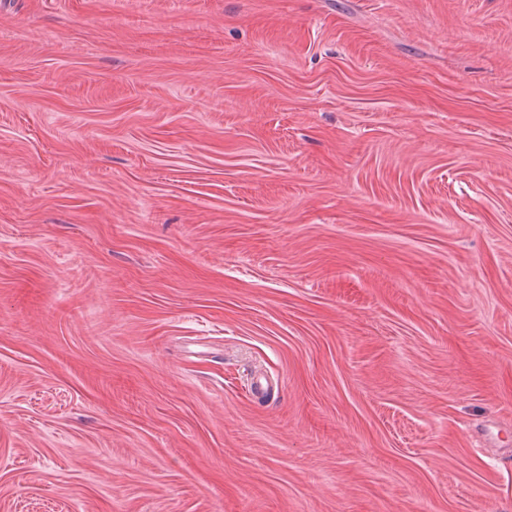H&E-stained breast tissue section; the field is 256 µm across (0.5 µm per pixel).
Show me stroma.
Masks as SVG:
<instances>
[{
	"label": "stroma",
	"instance_id": "35a3bbf8",
	"mask_svg": "<svg viewBox=\"0 0 512 512\" xmlns=\"http://www.w3.org/2000/svg\"><path fill=\"white\" fill-rule=\"evenodd\" d=\"M0 512H512V0H0Z\"/></svg>",
	"mask_w": 512,
	"mask_h": 512
}]
</instances>
